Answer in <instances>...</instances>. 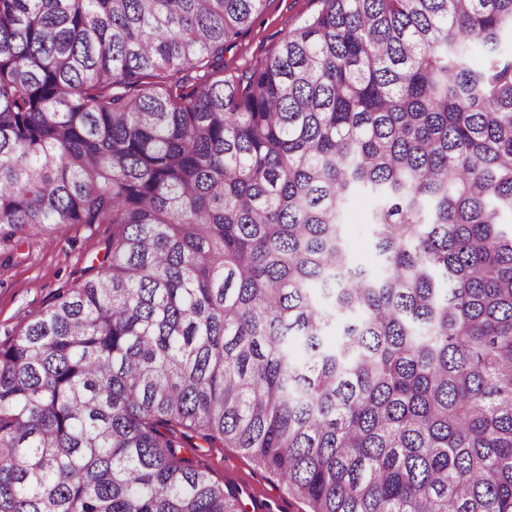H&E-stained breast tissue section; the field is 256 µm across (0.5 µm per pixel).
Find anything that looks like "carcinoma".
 Here are the masks:
<instances>
[{
    "label": "carcinoma",
    "mask_w": 512,
    "mask_h": 512,
    "mask_svg": "<svg viewBox=\"0 0 512 512\" xmlns=\"http://www.w3.org/2000/svg\"><path fill=\"white\" fill-rule=\"evenodd\" d=\"M265 2L0 0V250L112 225L0 344V512H242L221 447L308 512H512V0H322L224 79ZM374 206V199L359 192L352 199L346 216L345 235L353 248L356 264L377 271L379 266L374 248L373 225L368 224L369 214Z\"/></svg>",
    "instance_id": "carcinoma-1"
}]
</instances>
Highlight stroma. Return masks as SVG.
Masks as SVG:
<instances>
[{
  "label": "stroma",
  "mask_w": 512,
  "mask_h": 512,
  "mask_svg": "<svg viewBox=\"0 0 512 512\" xmlns=\"http://www.w3.org/2000/svg\"><path fill=\"white\" fill-rule=\"evenodd\" d=\"M321 7L320 0H267L250 31L224 52V73H240L272 53L283 37ZM373 198L358 193L346 216L345 235L356 264L377 270L373 227L369 214ZM112 227L108 224H70L51 242L22 238L14 249L0 252V341H9L38 312L69 288L93 278L103 261ZM194 465L233 488L244 512H306L293 497L255 462L234 448L188 451Z\"/></svg>",
  "instance_id": "stroma-1"
}]
</instances>
